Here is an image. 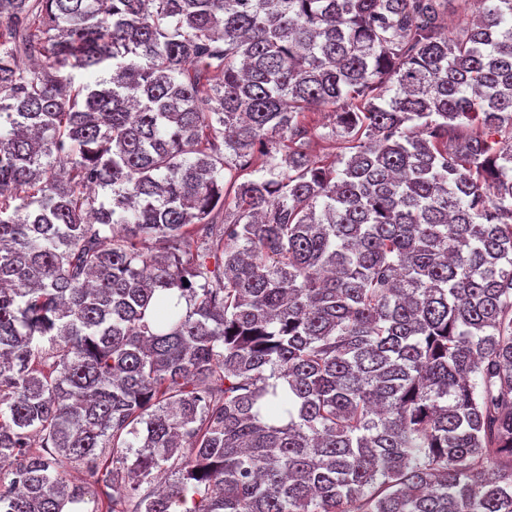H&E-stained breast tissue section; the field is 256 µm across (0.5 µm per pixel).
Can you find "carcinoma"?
Masks as SVG:
<instances>
[{"label": "carcinoma", "instance_id": "carcinoma-1", "mask_svg": "<svg viewBox=\"0 0 512 512\" xmlns=\"http://www.w3.org/2000/svg\"><path fill=\"white\" fill-rule=\"evenodd\" d=\"M445 2L0 0V512H512V0ZM305 123L311 130L325 133L330 131L331 127L335 125V120L331 109L312 108L305 114Z\"/></svg>", "mask_w": 512, "mask_h": 512}]
</instances>
